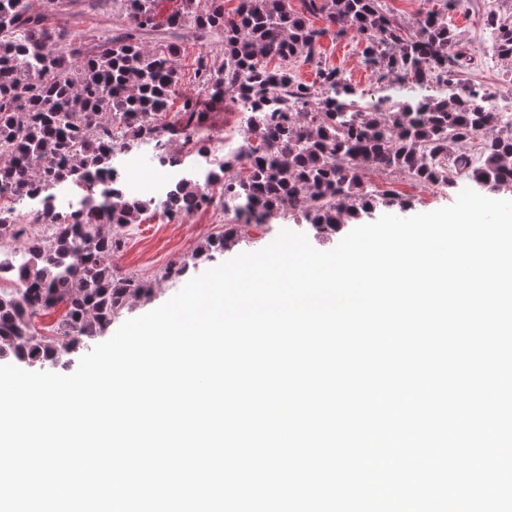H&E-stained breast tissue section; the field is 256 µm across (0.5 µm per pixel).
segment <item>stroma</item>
Wrapping results in <instances>:
<instances>
[{
  "label": "stroma",
  "instance_id": "35a3bbf8",
  "mask_svg": "<svg viewBox=\"0 0 512 512\" xmlns=\"http://www.w3.org/2000/svg\"><path fill=\"white\" fill-rule=\"evenodd\" d=\"M39 9L53 26L79 32L90 26H100L104 31L124 27L123 16L113 13L111 4H104L97 16H89L84 10L83 0H40ZM448 23L455 31L458 40L470 47L474 64L459 75L463 86L476 87L491 93L508 91L512 88V62L498 58L492 42L481 47H473L471 33L474 29L485 28V14L475 0H461L448 14ZM323 63L340 68L347 79L358 89L362 106H371L373 99L387 96L386 84L378 83L376 76L366 71L362 64V46L356 39L333 38L325 35L321 40ZM465 182H458L452 189L434 188L412 182L397 174L371 171L365 178V188L369 191L392 189L402 196L414 199L415 213H427L455 202ZM302 232L310 239L311 245L327 251L331 242L322 241L315 236L310 225L302 221L288 220L284 225L253 224L240 225L242 241L234 249L216 255V262H224L235 255L259 251L271 244L281 229ZM222 225L213 223L212 213L202 210L190 219L170 222L162 215L146 214L142 223L126 227L123 243L119 250L112 253V265L122 274L147 281L153 288V294L147 300H132L125 318L143 315L160 306L179 291L183 283L179 280L163 279L162 273L167 264L190 254L198 244L211 236L222 232Z\"/></svg>",
  "mask_w": 512,
  "mask_h": 512
}]
</instances>
